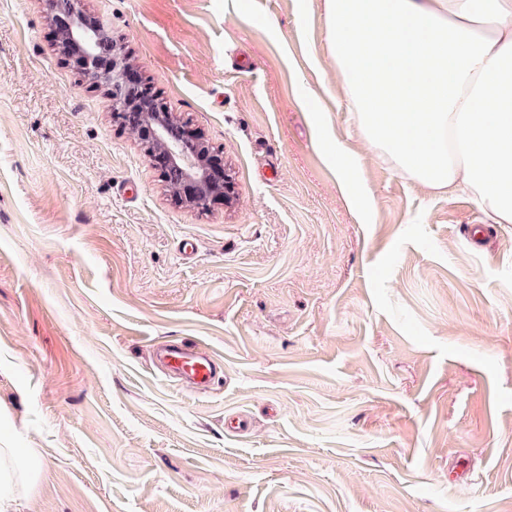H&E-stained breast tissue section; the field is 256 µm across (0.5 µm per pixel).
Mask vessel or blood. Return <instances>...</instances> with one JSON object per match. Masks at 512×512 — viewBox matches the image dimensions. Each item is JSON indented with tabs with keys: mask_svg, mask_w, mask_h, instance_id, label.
Returning <instances> with one entry per match:
<instances>
[{
	"mask_svg": "<svg viewBox=\"0 0 512 512\" xmlns=\"http://www.w3.org/2000/svg\"><path fill=\"white\" fill-rule=\"evenodd\" d=\"M151 358L170 380L195 392L206 391L218 378L217 357L198 346L155 345L151 348Z\"/></svg>",
	"mask_w": 512,
	"mask_h": 512,
	"instance_id": "b4317fda",
	"label": "vessel or blood"
}]
</instances>
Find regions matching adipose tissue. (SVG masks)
<instances>
[{
	"label": "adipose tissue",
	"mask_w": 512,
	"mask_h": 512,
	"mask_svg": "<svg viewBox=\"0 0 512 512\" xmlns=\"http://www.w3.org/2000/svg\"><path fill=\"white\" fill-rule=\"evenodd\" d=\"M345 106L418 184L474 196L512 223V0H325ZM33 449L0 448V512L35 481Z\"/></svg>",
	"instance_id": "adipose-tissue-1"
}]
</instances>
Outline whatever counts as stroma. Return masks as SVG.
Masks as SVG:
<instances>
[{"instance_id": "stroma-1", "label": "stroma", "mask_w": 512, "mask_h": 512, "mask_svg": "<svg viewBox=\"0 0 512 512\" xmlns=\"http://www.w3.org/2000/svg\"><path fill=\"white\" fill-rule=\"evenodd\" d=\"M80 9L236 198L176 203L41 0H0V448L42 471L13 512H512V224L372 150L325 0ZM154 341L223 380L170 384Z\"/></svg>"}]
</instances>
